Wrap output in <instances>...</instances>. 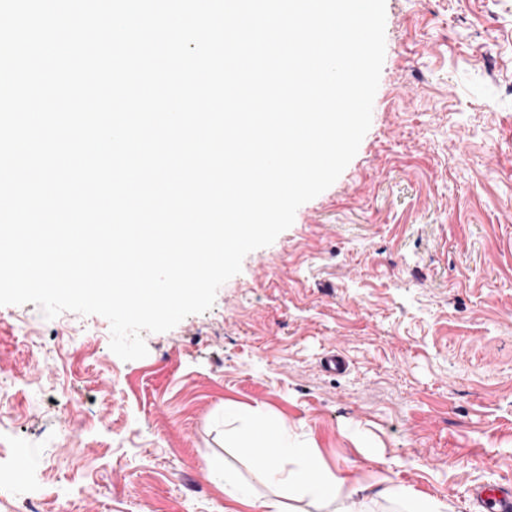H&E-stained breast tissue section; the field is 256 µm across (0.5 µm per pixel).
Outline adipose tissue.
<instances>
[{"instance_id": "adipose-tissue-1", "label": "adipose tissue", "mask_w": 512, "mask_h": 512, "mask_svg": "<svg viewBox=\"0 0 512 512\" xmlns=\"http://www.w3.org/2000/svg\"><path fill=\"white\" fill-rule=\"evenodd\" d=\"M237 417L248 425L244 450L253 454L260 476L275 487L276 494L254 496L226 466L208 462L209 473L224 479L225 497L248 502L254 512H288L287 501L297 498L333 503L348 497L343 481L326 469L315 449L296 443L287 427L259 417L252 410L238 412Z\"/></svg>"}]
</instances>
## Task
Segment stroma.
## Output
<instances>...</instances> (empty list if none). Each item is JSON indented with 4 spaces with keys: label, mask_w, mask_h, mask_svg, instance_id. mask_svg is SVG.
I'll list each match as a JSON object with an SVG mask.
<instances>
[{
    "label": "stroma",
    "mask_w": 512,
    "mask_h": 512,
    "mask_svg": "<svg viewBox=\"0 0 512 512\" xmlns=\"http://www.w3.org/2000/svg\"><path fill=\"white\" fill-rule=\"evenodd\" d=\"M109 321L0 306V512H253L251 408L395 512L381 478L469 512L512 481V0H386L372 123L211 309L125 361ZM337 349L346 370L322 359ZM68 428H61L63 413Z\"/></svg>",
    "instance_id": "1"
}]
</instances>
